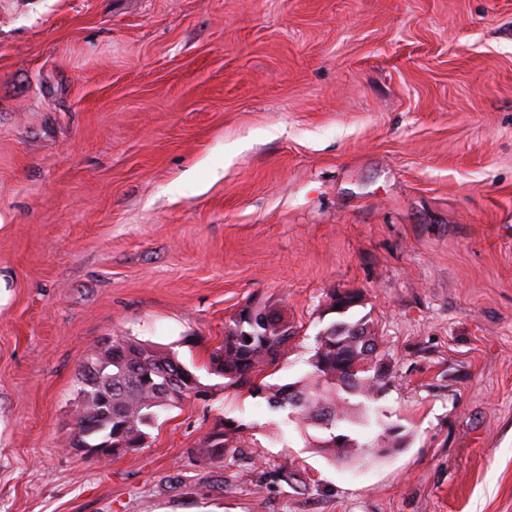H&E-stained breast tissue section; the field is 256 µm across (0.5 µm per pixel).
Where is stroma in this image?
Masks as SVG:
<instances>
[{
    "instance_id": "obj_1",
    "label": "stroma",
    "mask_w": 512,
    "mask_h": 512,
    "mask_svg": "<svg viewBox=\"0 0 512 512\" xmlns=\"http://www.w3.org/2000/svg\"><path fill=\"white\" fill-rule=\"evenodd\" d=\"M344 290L392 376L352 462L208 370L270 304L258 379H301ZM120 336L212 395L104 463L67 442ZM0 512H512V0H0ZM224 437L217 436L214 437L213 440L224 438V446L221 448H210V445L207 444V436L206 435L202 439V450L203 455L210 462H223L224 458L231 456L233 459L237 458V460H245L247 459L243 452V443H245L244 437L247 432L251 430V426L246 423L240 422L235 419L225 418L224 421Z\"/></svg>"
}]
</instances>
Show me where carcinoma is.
Returning <instances> with one entry per match:
<instances>
[{
  "label": "carcinoma",
  "mask_w": 512,
  "mask_h": 512,
  "mask_svg": "<svg viewBox=\"0 0 512 512\" xmlns=\"http://www.w3.org/2000/svg\"><path fill=\"white\" fill-rule=\"evenodd\" d=\"M328 311L338 315L316 336L309 359L311 371L303 380L273 389L256 382L258 370L275 362L283 353L290 337L281 335L278 326L270 327L231 320L224 343L210 358H224L225 385L246 388L268 399L277 410L288 411L287 417L305 426L318 425L328 432L320 447L336 448V439L344 442L343 451L354 454L361 450L353 439L335 434L339 424L351 421L350 398L370 401L390 379L388 369L377 359V331L364 319H349L354 306L336 307V294H331ZM366 330L371 337L356 334ZM251 341H246V337ZM372 344H366V340ZM341 347H336V342ZM196 374L165 349L136 341L112 340V371L103 377L94 395L76 404V425L92 418L98 431L92 443L107 438L124 441L125 447L114 448L115 454L145 447L149 432L161 409L191 396L188 380ZM251 426L235 419H224V446L212 448L202 439L203 455L211 462H222L230 456L245 460L243 443Z\"/></svg>",
  "instance_id": "1"
}]
</instances>
